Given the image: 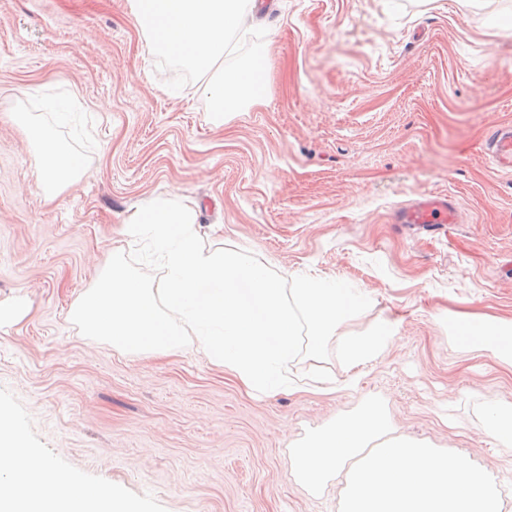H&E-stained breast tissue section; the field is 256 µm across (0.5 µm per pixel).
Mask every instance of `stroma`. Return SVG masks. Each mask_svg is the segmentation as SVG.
<instances>
[{"mask_svg": "<svg viewBox=\"0 0 512 512\" xmlns=\"http://www.w3.org/2000/svg\"><path fill=\"white\" fill-rule=\"evenodd\" d=\"M263 103L210 118L197 83L173 91L130 0H0V410L78 482L140 512H337L289 472L306 429L381 396L396 434L467 454L512 512V447L483 407L512 403V368L457 357L459 317L512 319V175L484 157L512 123V0H276ZM65 99L67 123L41 104ZM84 160L47 194L24 119ZM445 193L459 223L429 235L393 221ZM198 205L206 248L275 270L341 280L397 321V344L357 390L245 393L194 346L123 355L68 317L140 202Z\"/></svg>", "mask_w": 512, "mask_h": 512, "instance_id": "1", "label": "stroma"}]
</instances>
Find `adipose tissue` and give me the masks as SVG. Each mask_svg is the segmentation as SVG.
Returning <instances> with one entry per match:
<instances>
[{"mask_svg":"<svg viewBox=\"0 0 512 512\" xmlns=\"http://www.w3.org/2000/svg\"><path fill=\"white\" fill-rule=\"evenodd\" d=\"M25 135L42 161L47 193L77 181L83 170L78 154L62 146L46 126L28 121ZM460 356L486 352L512 364V323L460 318L448 327ZM0 512H137L134 504L112 490L67 480L27 445L18 424L0 413Z\"/></svg>","mask_w":512,"mask_h":512,"instance_id":"1","label":"adipose tissue"}]
</instances>
